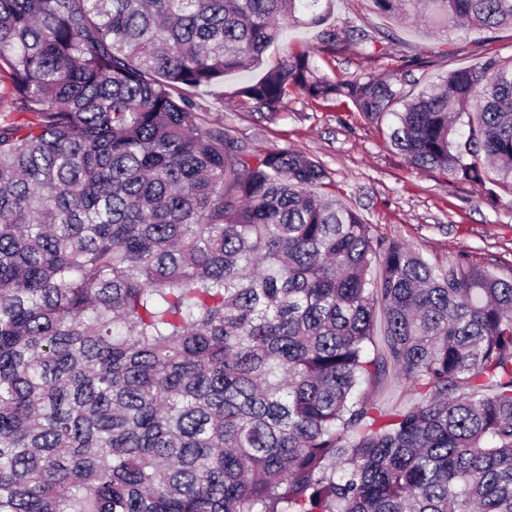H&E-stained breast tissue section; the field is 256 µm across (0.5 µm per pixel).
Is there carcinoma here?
Returning a JSON list of instances; mask_svg holds the SVG:
<instances>
[{"label":"carcinoma","mask_w":512,"mask_h":512,"mask_svg":"<svg viewBox=\"0 0 512 512\" xmlns=\"http://www.w3.org/2000/svg\"><path fill=\"white\" fill-rule=\"evenodd\" d=\"M321 2L0 0V512H512V280L374 235L319 161L189 95ZM372 2L512 25V0ZM313 55L235 96L391 115L410 167L512 198V58L414 94Z\"/></svg>","instance_id":"obj_1"}]
</instances>
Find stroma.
<instances>
[{
    "mask_svg": "<svg viewBox=\"0 0 512 512\" xmlns=\"http://www.w3.org/2000/svg\"><path fill=\"white\" fill-rule=\"evenodd\" d=\"M326 27L343 39L365 30L381 43L372 54L347 46L322 63L325 73L391 76L417 91L483 58L512 56V26L490 35L459 27L436 31L381 15L371 0H332ZM253 77L250 71L233 73L222 85L193 89L192 96L208 107L213 121L246 142L267 150L288 147L321 161L337 195L373 225L376 235L405 240L442 266L463 259L512 279V198H495L476 185L411 168L385 142L380 123L348 102H315L296 94L273 122L257 119L234 96L239 84Z\"/></svg>",
    "mask_w": 512,
    "mask_h": 512,
    "instance_id": "1",
    "label": "stroma"
}]
</instances>
